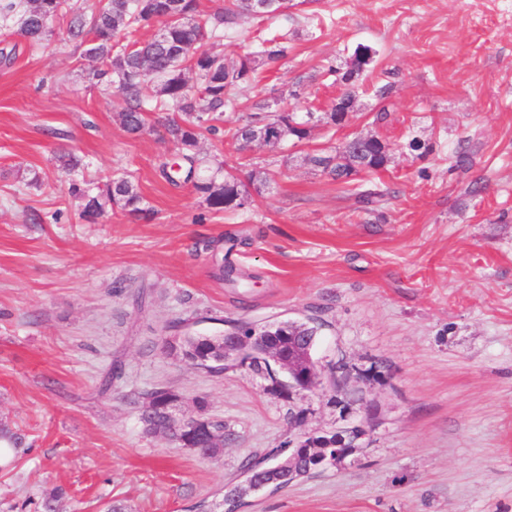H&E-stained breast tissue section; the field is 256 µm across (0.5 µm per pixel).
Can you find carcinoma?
Masks as SVG:
<instances>
[{
  "mask_svg": "<svg viewBox=\"0 0 512 512\" xmlns=\"http://www.w3.org/2000/svg\"><path fill=\"white\" fill-rule=\"evenodd\" d=\"M265 0H231L225 10L205 14L199 10L198 0H93L88 9L71 14L67 34L77 43L82 55L101 65L93 78H110V83L125 97L126 107L120 112V125L130 135L141 133L146 126V103L143 90L153 86L152 111L164 112V127L170 140L179 151L182 172L180 178L192 183L202 194L207 208L223 213L241 208L248 199V188L267 182V173L256 168L246 172L245 178L231 173L221 174L222 164L209 178L195 180L192 175L198 162L199 139L204 133L217 131L224 108L236 95L258 78L259 63L269 64L280 60L285 47L274 40L259 52L261 59L251 55L228 61L214 54L207 46L210 37L224 36V21L244 16H270L279 12L280 4ZM65 0H0V20L5 25L18 26L20 35L32 46L43 43L52 32V24L63 15ZM168 20L163 33H155L143 42L125 45L120 39L149 26L156 21ZM193 74L198 90L189 85L187 74ZM276 126L286 137L302 141L308 137V128L301 127L295 114L286 110L274 115L255 114L245 125L230 132L237 144L245 143L256 132ZM383 145L377 137L361 142L349 154L336 150L320 152L309 157L310 164L319 172L336 180H347L361 173H373L384 168ZM69 194L81 201V217L95 221L109 203L130 215L148 219L151 212L141 207L143 198L134 182L127 177L114 178L103 185L97 194L83 184L73 182ZM293 331L291 338L275 337L283 353L300 346V336H317L318 327L308 322H288ZM177 349L183 358L202 366L212 373H222L235 367L239 359L224 362V334H200L182 322ZM150 407L141 414L145 431L173 437L197 448L204 457L214 458L224 451V441L214 439V434L224 432V423L208 420L206 427L186 425L172 431L169 415L179 395L168 388L154 389L147 395ZM245 479L228 487L224 499L229 512L242 504V498L258 484L269 481V489L278 490L312 474L306 462L299 460L293 469L286 467L271 471L266 459L247 462L243 466Z\"/></svg>",
  "mask_w": 512,
  "mask_h": 512,
  "instance_id": "carcinoma-1",
  "label": "carcinoma"
}]
</instances>
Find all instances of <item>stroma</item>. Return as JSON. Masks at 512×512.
<instances>
[{
  "label": "stroma",
  "instance_id": "35a3bbf8",
  "mask_svg": "<svg viewBox=\"0 0 512 512\" xmlns=\"http://www.w3.org/2000/svg\"><path fill=\"white\" fill-rule=\"evenodd\" d=\"M274 35L285 57L199 144L225 171L247 161L268 174L250 204L218 214L165 179L177 149L156 114L139 136L121 129L124 97L92 79L65 22L36 48L0 41V418L24 438L0 468V512H37L58 487L60 512L216 508L247 459L366 422L371 404L362 448L250 493L239 512H512V0H293L225 24L209 46L237 58ZM361 44L376 54L355 111L328 128L321 115ZM284 108L314 113L307 139L239 150L223 136ZM355 134L388 146L384 169L347 184L308 163ZM461 145L467 170L452 165ZM68 152L81 161L71 173L58 161ZM122 174L153 220L109 207L84 223L69 179ZM375 188L386 196L364 210L356 194ZM223 260L239 286L215 278ZM311 318L314 360L350 370L339 393L289 399L248 368L211 374L171 349L178 321L214 332ZM162 386L185 414L205 397L222 455L145 431L140 407Z\"/></svg>",
  "mask_w": 512,
  "mask_h": 512
}]
</instances>
